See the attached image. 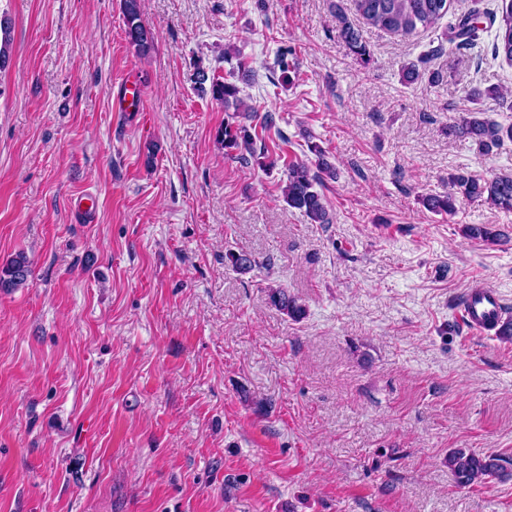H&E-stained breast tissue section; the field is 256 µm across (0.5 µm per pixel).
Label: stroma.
Instances as JSON below:
<instances>
[{
    "mask_svg": "<svg viewBox=\"0 0 512 512\" xmlns=\"http://www.w3.org/2000/svg\"><path fill=\"white\" fill-rule=\"evenodd\" d=\"M501 6L451 0L401 36L354 0H142L140 56L121 0H0V264L32 261L0 294V512H512V479L463 488L448 468L464 448L512 471V342L457 315L476 281L512 311V211L419 201L455 171H512V143L452 132L476 110L512 124V65L487 21ZM471 11L478 38L455 49L448 26ZM421 56L439 82L403 84ZM200 67L274 116L273 168L216 143L228 113ZM131 72L144 109L113 111ZM473 86L509 97L476 103ZM311 142L338 169L329 224L281 198ZM230 250L256 267L233 271ZM278 287L301 321L271 304ZM339 37L357 59L363 63H367L369 61L370 51L362 37L361 31L358 28L346 23L339 31Z\"/></svg>",
    "mask_w": 512,
    "mask_h": 512,
    "instance_id": "1",
    "label": "stroma"
}]
</instances>
